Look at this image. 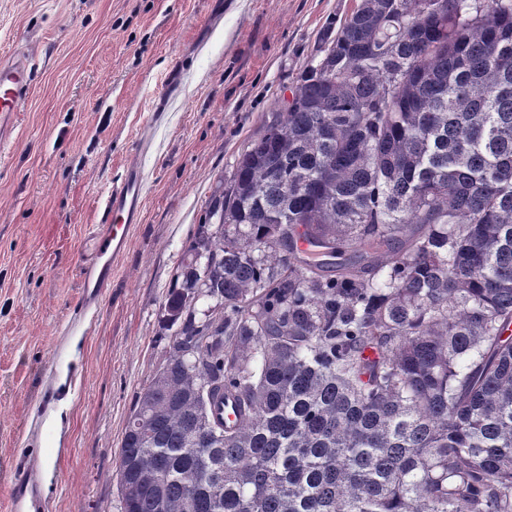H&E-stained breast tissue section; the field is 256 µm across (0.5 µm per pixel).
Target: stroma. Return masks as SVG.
Listing matches in <instances>:
<instances>
[{"label": "stroma", "instance_id": "35a3bbf8", "mask_svg": "<svg viewBox=\"0 0 512 512\" xmlns=\"http://www.w3.org/2000/svg\"><path fill=\"white\" fill-rule=\"evenodd\" d=\"M354 4L0 0V59L24 47L36 60L0 155V512L24 460L48 512H120L118 452L166 357L183 245ZM132 163L142 221L100 306L80 313L88 227Z\"/></svg>", "mask_w": 512, "mask_h": 512}]
</instances>
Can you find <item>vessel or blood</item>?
Wrapping results in <instances>:
<instances>
[{
    "mask_svg": "<svg viewBox=\"0 0 512 512\" xmlns=\"http://www.w3.org/2000/svg\"><path fill=\"white\" fill-rule=\"evenodd\" d=\"M34 59L31 54L20 52L0 61V123L19 112L31 88ZM145 195V174L140 166H127L113 184L104 204V218L93 225L90 237L93 249L82 263V294L80 312L96 307L102 297L112 266L140 223ZM42 512L40 473L28 467L16 482L10 496V512H21L24 507Z\"/></svg>",
    "mask_w": 512,
    "mask_h": 512,
    "instance_id": "1",
    "label": "vessel or blood"
}]
</instances>
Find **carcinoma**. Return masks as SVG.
I'll list each match as a JSON object with an SVG mask.
<instances>
[{"label":"carcinoma","instance_id":"1","mask_svg":"<svg viewBox=\"0 0 512 512\" xmlns=\"http://www.w3.org/2000/svg\"><path fill=\"white\" fill-rule=\"evenodd\" d=\"M290 92L186 242L121 512H512V0H358Z\"/></svg>","mask_w":512,"mask_h":512}]
</instances>
